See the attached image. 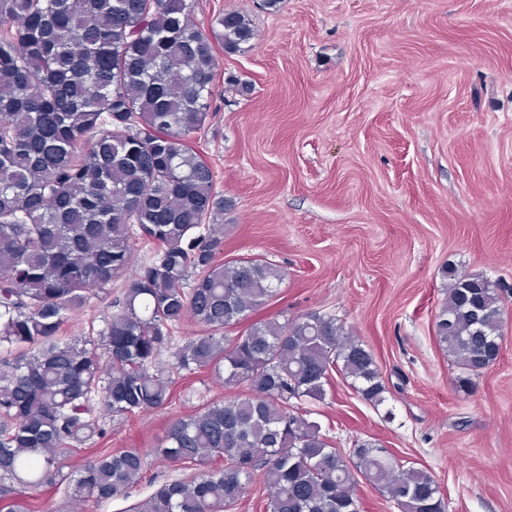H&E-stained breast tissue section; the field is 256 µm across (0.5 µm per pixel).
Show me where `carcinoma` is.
I'll return each instance as SVG.
<instances>
[{"instance_id":"carcinoma-1","label":"carcinoma","mask_w":512,"mask_h":512,"mask_svg":"<svg viewBox=\"0 0 512 512\" xmlns=\"http://www.w3.org/2000/svg\"><path fill=\"white\" fill-rule=\"evenodd\" d=\"M195 4L0 0V509L26 512L28 491L61 481L74 503L126 497L150 468L138 448L64 474L103 434L94 402L114 417L161 409L170 372L211 369L229 394L173 418L154 451L191 474L131 512H234L258 476L267 512H359L358 476L400 512H445L427 470L370 441L345 455L300 408L335 372L382 405L373 354L331 315L259 316L284 271L218 259L232 201L193 140L214 112L217 49L245 53L258 33L240 11L201 27ZM138 240L158 252L132 271ZM442 273L434 334L466 389L499 357L505 308L488 277ZM120 278L103 330L61 335ZM186 320L204 330L181 343Z\"/></svg>"}]
</instances>
